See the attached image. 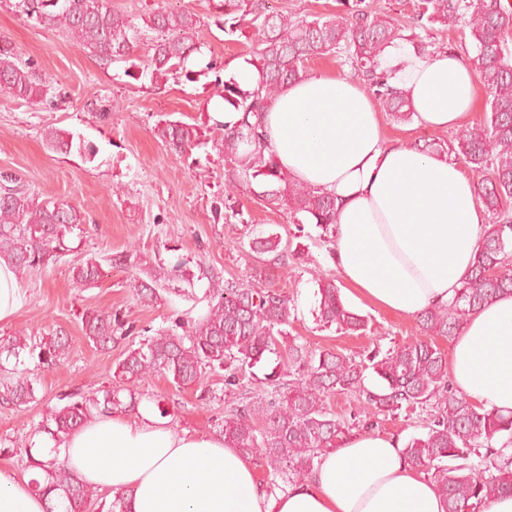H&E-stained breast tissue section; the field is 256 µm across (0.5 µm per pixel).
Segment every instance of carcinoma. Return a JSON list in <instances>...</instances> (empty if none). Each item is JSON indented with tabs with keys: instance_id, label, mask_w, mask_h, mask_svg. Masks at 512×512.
Listing matches in <instances>:
<instances>
[{
	"instance_id": "carcinoma-1",
	"label": "carcinoma",
	"mask_w": 512,
	"mask_h": 512,
	"mask_svg": "<svg viewBox=\"0 0 512 512\" xmlns=\"http://www.w3.org/2000/svg\"><path fill=\"white\" fill-rule=\"evenodd\" d=\"M341 9L333 15L308 20L276 10H264L255 0H216V21L224 34L232 36L249 25L255 30L258 49L244 62L258 74L256 85L246 89L235 77L215 79L219 97L227 112H241V122L228 128L214 124L160 120L157 134L176 153L191 151L208 143L224 154L227 170L224 193L230 200L240 186L253 190L267 208H281L290 216L303 215L323 233L336 230V199L301 184L279 166L267 149L260 122L250 117L267 110L268 104L285 85L306 73L313 56L335 54L350 63L355 76L372 91L378 105L398 121H411L414 110L404 95L387 84L383 58L398 41L412 44L414 52L425 54L426 43L418 33L406 38L393 20L363 6V0H338ZM17 8L45 28L64 30L76 43L103 63L124 62L136 66L135 50L141 29L127 16L112 11L104 0H18ZM155 33L148 61L135 75L154 86L169 78L192 80V61L203 55L195 41L199 20L189 11L157 9L143 20ZM465 24L475 39V53L467 65L485 88L487 113L481 123L467 127L457 147L427 141L421 150L435 156L453 153L470 170L483 174L478 184L480 202L492 215L479 253L459 290L447 306L426 310L418 321L426 337L389 351L356 361L343 354L323 350L307 354L304 345L288 343V360L302 371L291 379L275 364L263 374L261 383L273 387L268 396L245 397L229 408L219 425V434L233 447L250 454L262 453L269 473L286 474L298 481L307 478L315 460L336 448L345 437V425L324 407V398L336 391L359 389L367 404L378 412H396L433 401L436 410L427 431L405 446L411 465L432 475L446 503V512H475L487 500L512 493V460L503 449L493 446L502 432L512 434V415L477 411L448 383V357L434 338L457 335L461 322L494 297L512 292V12L501 0H417L415 27L427 33ZM19 51L0 44V92L27 103L47 99L52 84L33 65L18 61ZM51 150L67 154L82 150L73 135L57 128L43 132ZM0 188V258L20 274L44 270L71 251L67 241L83 233L80 210L66 200L39 201L8 186ZM254 277L262 280L276 269L288 266V245L278 236L253 239L250 245ZM102 263L90 257L72 264L73 281L91 288L104 276ZM163 278L151 271L135 283L137 295L152 300ZM316 314L325 326L345 332L367 327L364 316L343 301L332 280L317 283ZM291 307L288 297L272 289H256L237 282L209 291L207 312L189 329L176 321L165 330L144 337L126 352L114 371L117 386L98 390L92 396L68 394L64 404L49 412L41 432L55 443L96 416L115 409L137 410L141 397L134 386L146 378L161 376L177 388L196 385L204 373L224 372V384H239L238 374L266 363L279 354L280 339L288 335ZM85 336L106 349L115 339L128 336L132 326L122 314L88 308L82 314ZM69 349L63 336H8L0 338V404L20 407L36 400V387L23 355L43 366L60 363ZM14 361L13 368L5 363ZM379 379V386H364L366 371ZM486 449L489 465L471 462ZM46 461L25 449L28 467L40 470L45 479H30L31 490L55 492L59 505L48 512H84L95 491L82 483L60 461V448ZM494 469L496 474L485 475Z\"/></svg>"
}]
</instances>
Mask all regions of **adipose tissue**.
Masks as SVG:
<instances>
[{
  "mask_svg": "<svg viewBox=\"0 0 512 512\" xmlns=\"http://www.w3.org/2000/svg\"><path fill=\"white\" fill-rule=\"evenodd\" d=\"M395 66L389 83L406 92L420 125L458 127L474 110L476 77L458 55L405 54ZM262 121L279 164L335 197L336 269L359 297L408 317L453 300L486 222L476 183L457 162L384 142L371 95L346 74H305ZM448 375L477 410L512 413L511 294L462 323ZM60 448L87 485L128 493V512H445L434 480L408 464L401 440L374 431L345 438L308 479L277 493L223 436L175 429L147 405L133 417H94ZM47 506L27 479L0 470V512Z\"/></svg>",
  "mask_w": 512,
  "mask_h": 512,
  "instance_id": "1",
  "label": "adipose tissue"
}]
</instances>
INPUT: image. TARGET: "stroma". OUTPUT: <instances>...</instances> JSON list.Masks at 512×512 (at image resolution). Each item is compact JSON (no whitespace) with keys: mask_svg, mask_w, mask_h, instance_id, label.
<instances>
[{"mask_svg":"<svg viewBox=\"0 0 512 512\" xmlns=\"http://www.w3.org/2000/svg\"><path fill=\"white\" fill-rule=\"evenodd\" d=\"M113 11L140 22L158 7L195 13L197 40L205 59L217 61L219 73L188 81L169 80L154 89L148 79L127 77L122 63L103 64L65 33L27 20L16 0H0V42L12 43L24 61L53 80L51 97L29 104L0 95V173L16 177V186L36 199L68 200L85 218L81 235L71 237V250L56 265L20 278L25 300L11 322L0 324V337L23 330L34 336L63 332L69 338L65 361L52 367L26 360L35 380L36 399L22 408L0 406V469L29 475L24 448L44 440L41 423L60 396L93 395L113 381V372L128 347L139 343V330H159L173 322L191 324L203 315L206 292L225 282H244L253 259L249 243L257 235L276 234L298 255L287 268L276 270L270 288L288 296L293 307L288 331L313 351L331 350L355 359L407 344L419 336L415 318L381 310L355 298L342 287L344 301L366 317L363 335H348L321 325L315 315L317 281L335 277L328 253L331 241L316 225L293 221L286 211L268 209L243 187L233 208L224 206V159L212 147L176 155L154 132L162 119L194 122L207 119L217 101L216 76L234 75L257 49L252 29L225 35L214 22L210 0H106ZM116 104L110 119H100L95 105ZM386 142L417 144L426 140L455 142L456 129L431 130L416 122H399L381 113ZM56 127L71 132L88 147L61 154L49 150L43 131ZM139 255L123 262L130 247ZM115 257L108 276L95 287L74 284L69 269L82 258ZM164 268L167 277L154 301H141L133 285L143 269ZM118 311L136 328L134 335L101 350L86 338L81 315L85 309ZM239 386H225L218 374L201 384L174 387L163 377L139 387L150 402L159 403L177 429L212 434L216 420L242 394L261 390L250 372ZM327 409L346 425L347 434L380 431L409 440L424 433L431 406L378 413L362 393L337 392Z\"/></svg>","mask_w":512,"mask_h":512,"instance_id":"obj_1","label":"stroma"}]
</instances>
